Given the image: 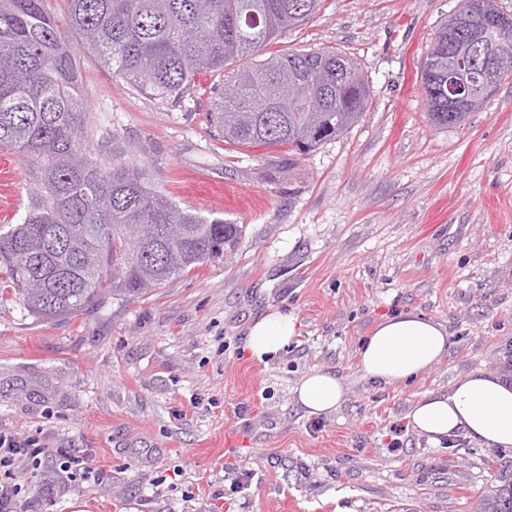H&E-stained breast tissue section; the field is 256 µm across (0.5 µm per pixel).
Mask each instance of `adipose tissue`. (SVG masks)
I'll return each instance as SVG.
<instances>
[{
    "label": "adipose tissue",
    "mask_w": 512,
    "mask_h": 512,
    "mask_svg": "<svg viewBox=\"0 0 512 512\" xmlns=\"http://www.w3.org/2000/svg\"><path fill=\"white\" fill-rule=\"evenodd\" d=\"M297 334V317L274 310L247 330L245 348L265 363ZM446 326L421 312L403 311L385 318L361 343L358 369L362 379L382 385L408 382L428 372L446 356ZM298 403L310 415L339 409L343 391L335 374L315 370L294 387ZM408 425L438 445L462 434L487 448L512 449V382L501 374L474 370L452 383L447 391L425 393L410 405Z\"/></svg>",
    "instance_id": "adipose-tissue-1"
}]
</instances>
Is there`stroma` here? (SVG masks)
Returning <instances> with one entry per match:
<instances>
[{"mask_svg": "<svg viewBox=\"0 0 512 512\" xmlns=\"http://www.w3.org/2000/svg\"><path fill=\"white\" fill-rule=\"evenodd\" d=\"M460 0H325L265 56L333 47L370 98L358 122L285 169L276 150L225 144L210 88L151 99L79 57L87 147L124 137L149 182L205 219L243 225L229 261L165 287L38 322L0 305V431L54 455L15 471L23 512H478L512 478V450L409 428L416 396L482 369L512 381V82L464 122L428 116L420 65ZM0 231L33 183L0 151ZM294 311L298 334L268 363L249 323ZM418 310L448 329L447 356L412 381L362 379L357 349L385 317ZM323 369L339 409L309 416L293 389ZM89 449L95 479L62 462ZM163 483L155 495L154 483Z\"/></svg>", "mask_w": 512, "mask_h": 512, "instance_id": "1", "label": "stroma"}]
</instances>
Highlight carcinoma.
Listing matches in <instances>:
<instances>
[{"instance_id":"carcinoma-1","label":"carcinoma","mask_w":512,"mask_h":512,"mask_svg":"<svg viewBox=\"0 0 512 512\" xmlns=\"http://www.w3.org/2000/svg\"><path fill=\"white\" fill-rule=\"evenodd\" d=\"M64 22L44 0H0V149L35 177L21 223L0 233L10 295L36 320L74 316L109 299L138 298L203 264L234 254L243 225L205 220L152 187L120 135L82 147L88 108L78 55L153 99L180 102L201 74L249 62L227 76L208 121L224 143L278 149L283 164L342 136L366 109L361 67L334 48L262 57L272 39L310 20L322 0H65ZM512 16L496 0H461L421 68L432 121L454 126L512 81V38L487 27ZM482 81L470 99L448 96V71ZM346 81L336 85V71ZM482 512H512V481L482 499Z\"/></svg>"}]
</instances>
